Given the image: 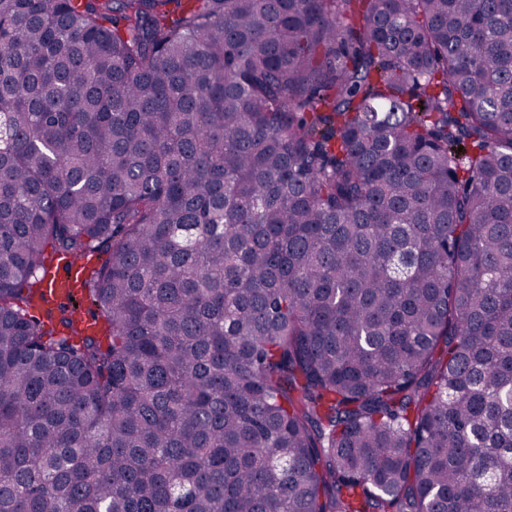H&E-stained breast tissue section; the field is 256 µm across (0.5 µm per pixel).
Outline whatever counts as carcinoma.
<instances>
[{"instance_id": "cac0c4a2", "label": "carcinoma", "mask_w": 512, "mask_h": 512, "mask_svg": "<svg viewBox=\"0 0 512 512\" xmlns=\"http://www.w3.org/2000/svg\"><path fill=\"white\" fill-rule=\"evenodd\" d=\"M0 512H512V0H0ZM55 265L58 267L55 279L52 284V288L48 291L59 299L74 298L77 299L81 294L78 289L82 280V267L81 263L77 258L66 257L61 262L58 259H54Z\"/></svg>"}]
</instances>
